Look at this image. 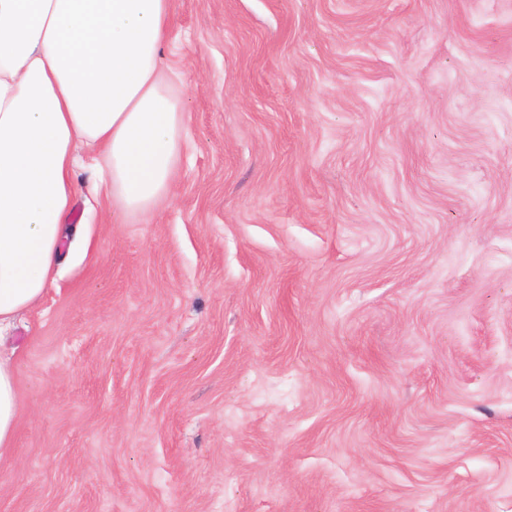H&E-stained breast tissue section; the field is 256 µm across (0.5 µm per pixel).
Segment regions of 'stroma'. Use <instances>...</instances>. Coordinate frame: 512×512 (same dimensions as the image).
<instances>
[{"mask_svg":"<svg viewBox=\"0 0 512 512\" xmlns=\"http://www.w3.org/2000/svg\"><path fill=\"white\" fill-rule=\"evenodd\" d=\"M171 192L86 151L6 342L0 512H512V0H174ZM10 353L0 350V459L12 448L18 424V390Z\"/></svg>","mask_w":512,"mask_h":512,"instance_id":"obj_1","label":"stroma"}]
</instances>
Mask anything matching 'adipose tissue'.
Instances as JSON below:
<instances>
[{
	"label": "adipose tissue",
	"instance_id": "1",
	"mask_svg": "<svg viewBox=\"0 0 512 512\" xmlns=\"http://www.w3.org/2000/svg\"><path fill=\"white\" fill-rule=\"evenodd\" d=\"M172 3L0 0V333L59 270L78 145L124 211L169 193L184 130L161 68ZM17 424L15 367L0 351V457Z\"/></svg>",
	"mask_w": 512,
	"mask_h": 512
}]
</instances>
